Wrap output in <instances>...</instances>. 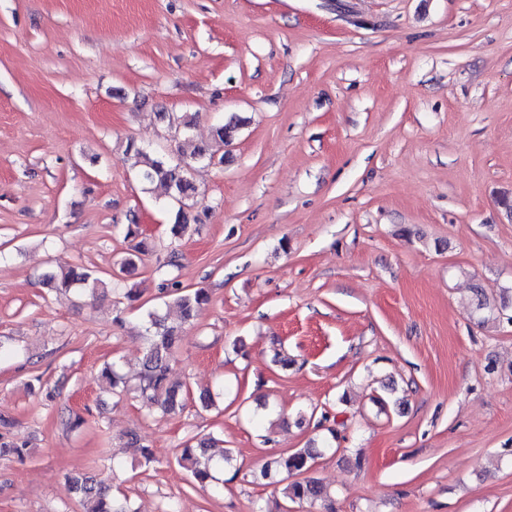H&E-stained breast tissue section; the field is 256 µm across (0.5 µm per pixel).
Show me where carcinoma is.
I'll list each match as a JSON object with an SVG mask.
<instances>
[{"label":"carcinoma","instance_id":"cac0c4a2","mask_svg":"<svg viewBox=\"0 0 512 512\" xmlns=\"http://www.w3.org/2000/svg\"><path fill=\"white\" fill-rule=\"evenodd\" d=\"M188 152L178 153V162L172 163L163 154L137 149L132 155L133 165L138 167L141 179L164 189L171 202L177 205L174 221L168 225L169 235L179 239L187 232L190 222L186 208L196 194V187L188 176L192 164L215 161L212 148L187 141ZM43 284L52 292L67 295L79 290L92 297L108 291V284L94 271L81 266L62 267L44 275ZM173 303L178 307L181 319L189 323L196 318L201 309L209 302V295L203 288L194 290L175 288ZM146 346L142 357V368L136 390L148 411L159 410L171 413L185 408L190 396L189 386L175 382L170 377V363L175 350L183 339V327L167 322L158 310L147 312ZM101 378L112 389V394L121 396L128 391L127 381L120 374L117 363L107 364L101 372ZM216 440L212 437L200 440L195 446L182 450L177 457L179 466L185 468L192 479L206 484L214 479L212 463L220 460L228 463L232 460L230 450L224 448L215 454ZM27 453L26 444L14 441L0 434V458H23ZM318 452L312 448L298 449L292 453L284 452L273 457L266 465L265 472L283 471L290 476L307 473L313 467ZM72 492L83 505L84 512H135L125 501L119 503L112 493V485L107 480L90 472L69 476ZM286 497L292 501L307 502L316 505L326 503V512H334L327 504L329 496L325 488L312 478L295 480L288 484Z\"/></svg>","mask_w":512,"mask_h":512}]
</instances>
